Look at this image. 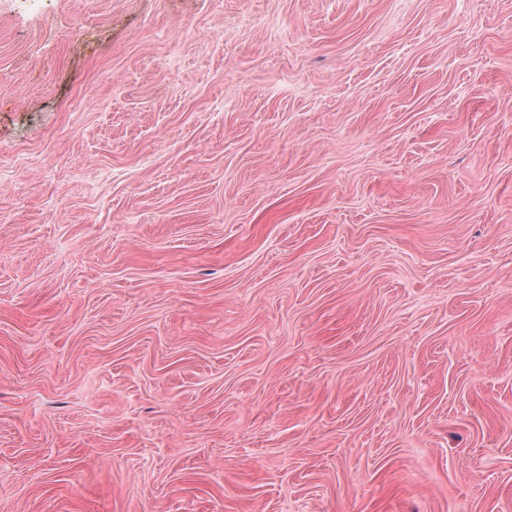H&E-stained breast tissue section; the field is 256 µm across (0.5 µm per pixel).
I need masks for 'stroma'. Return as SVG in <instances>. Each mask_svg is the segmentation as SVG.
<instances>
[{"mask_svg": "<svg viewBox=\"0 0 512 512\" xmlns=\"http://www.w3.org/2000/svg\"><path fill=\"white\" fill-rule=\"evenodd\" d=\"M0 512H512V0H0Z\"/></svg>", "mask_w": 512, "mask_h": 512, "instance_id": "obj_1", "label": "stroma"}]
</instances>
